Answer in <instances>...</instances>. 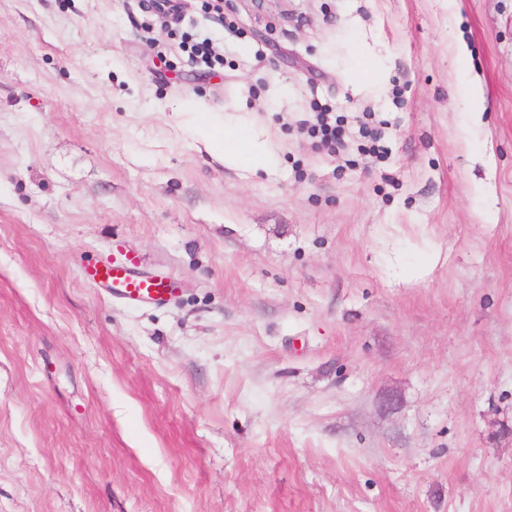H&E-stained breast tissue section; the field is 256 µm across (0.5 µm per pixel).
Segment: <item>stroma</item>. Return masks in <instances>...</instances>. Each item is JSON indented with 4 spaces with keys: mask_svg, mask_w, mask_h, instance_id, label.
I'll return each instance as SVG.
<instances>
[{
    "mask_svg": "<svg viewBox=\"0 0 512 512\" xmlns=\"http://www.w3.org/2000/svg\"><path fill=\"white\" fill-rule=\"evenodd\" d=\"M175 2L0 0V512H512V0ZM336 122V117H333L330 112L323 111L317 113L314 125V130L320 134L322 141L332 146L341 143L342 131ZM230 145L231 148L227 151V154L235 161L253 170L264 168L266 166V154L251 140L245 141L241 145H235L230 142ZM86 277L96 287L132 304H163L174 296L175 288L167 278L139 273L127 266L104 264L87 272Z\"/></svg>",
    "mask_w": 512,
    "mask_h": 512,
    "instance_id": "1",
    "label": "stroma"
}]
</instances>
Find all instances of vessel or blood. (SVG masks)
I'll return each instance as SVG.
<instances>
[{"mask_svg":"<svg viewBox=\"0 0 512 512\" xmlns=\"http://www.w3.org/2000/svg\"><path fill=\"white\" fill-rule=\"evenodd\" d=\"M87 278L96 287L132 304H163L174 295L167 278L143 274L127 266L106 264L88 273Z\"/></svg>","mask_w":512,"mask_h":512,"instance_id":"b4317fda","label":"vessel or blood"}]
</instances>
